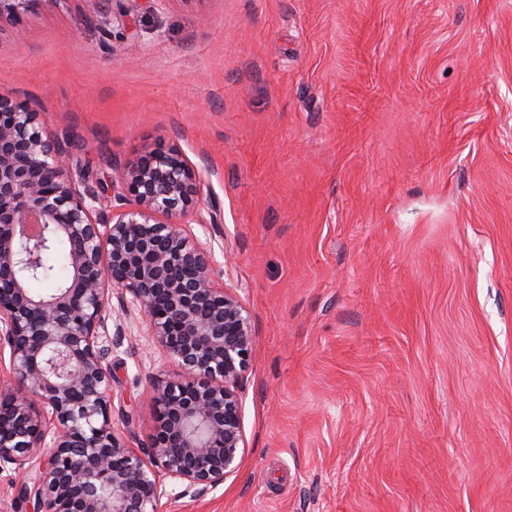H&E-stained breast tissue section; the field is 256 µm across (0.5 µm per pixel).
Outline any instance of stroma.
Segmentation results:
<instances>
[{
    "mask_svg": "<svg viewBox=\"0 0 512 512\" xmlns=\"http://www.w3.org/2000/svg\"><path fill=\"white\" fill-rule=\"evenodd\" d=\"M49 0L0 92L99 178L200 171L191 231L249 308L241 468L162 512H512V0ZM112 425L176 369L115 310Z\"/></svg>",
    "mask_w": 512,
    "mask_h": 512,
    "instance_id": "stroma-1",
    "label": "stroma"
}]
</instances>
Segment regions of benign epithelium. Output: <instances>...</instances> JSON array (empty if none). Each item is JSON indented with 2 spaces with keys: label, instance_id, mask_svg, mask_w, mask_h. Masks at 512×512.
<instances>
[{
  "label": "benign epithelium",
  "instance_id": "1",
  "mask_svg": "<svg viewBox=\"0 0 512 512\" xmlns=\"http://www.w3.org/2000/svg\"><path fill=\"white\" fill-rule=\"evenodd\" d=\"M40 2L0 0V30ZM83 2L82 23H111L102 0ZM201 189L175 147L102 181L47 135L42 113L0 93V344L10 352L0 464L14 466L38 512H159L163 479L201 494L239 471L252 316L185 229ZM53 239L71 275L36 294L28 282ZM114 294L140 306L182 370L154 385L158 425L138 452L112 428L103 338Z\"/></svg>",
  "mask_w": 512,
  "mask_h": 512
}]
</instances>
